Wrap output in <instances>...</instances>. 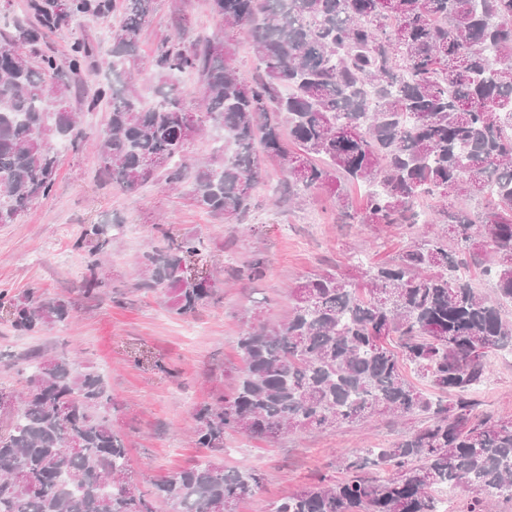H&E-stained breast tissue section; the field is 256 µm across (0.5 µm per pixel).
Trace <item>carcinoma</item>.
Returning a JSON list of instances; mask_svg holds the SVG:
<instances>
[{
    "label": "carcinoma",
    "mask_w": 512,
    "mask_h": 512,
    "mask_svg": "<svg viewBox=\"0 0 512 512\" xmlns=\"http://www.w3.org/2000/svg\"><path fill=\"white\" fill-rule=\"evenodd\" d=\"M151 0H28L34 24L0 48V224H12L54 186L57 145L84 138L67 106L93 46L76 38L60 62L24 52L42 32L116 12V79L84 101L109 107L98 134L101 176L129 192L164 173L187 185L195 205L239 224L262 182V159L280 164L279 192L292 202L332 186L338 219L355 224L417 223L427 197L441 207L434 224L447 235L405 250L366 272L362 287L332 272L291 289L293 306L278 323L248 325L239 338L244 369L234 390L194 415V444L213 450L224 436L267 437L361 423L377 413L429 414L430 424L365 458L346 461L350 476L319 480L282 499L272 512H435L432 491L473 486L484 494L462 512L512 501V420L472 414V392L490 374V356L512 347V321L459 274L457 254L481 258L473 242L493 245L484 274L512 302V0H211L224 27L250 26L259 75L228 63L223 39L186 41V28L146 62L166 88L144 104L118 66L138 49ZM195 72L200 108H190L174 79ZM196 133L221 128L231 152L205 160L188 152L185 114ZM166 160L152 172L147 162ZM374 187L353 209L341 182ZM481 197L484 210L469 202ZM196 239L151 248L139 259L146 290L166 289L179 315L213 295L208 278L189 281ZM85 292L108 287L100 260ZM12 328L30 333L65 322L69 303L0 290ZM399 351L389 347L393 337ZM414 366L455 401H432L403 374ZM11 395L16 413L0 428V512H234L259 476L227 469L205 455L149 488L128 479L123 435L106 416L111 403L100 374L67 353H36Z\"/></svg>",
    "instance_id": "carcinoma-1"
}]
</instances>
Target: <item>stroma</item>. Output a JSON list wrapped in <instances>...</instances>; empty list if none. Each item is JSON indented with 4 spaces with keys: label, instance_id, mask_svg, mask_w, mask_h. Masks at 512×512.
Returning <instances> with one entry per match:
<instances>
[{
    "label": "stroma",
    "instance_id": "stroma-1",
    "mask_svg": "<svg viewBox=\"0 0 512 512\" xmlns=\"http://www.w3.org/2000/svg\"><path fill=\"white\" fill-rule=\"evenodd\" d=\"M150 9L151 22L142 32L137 55L125 64L145 101H155L159 77L141 70L139 61L155 55L183 19L193 33L223 36L234 52V66L243 75L255 73L248 29H225L211 0H152ZM78 37L95 49L92 76L70 98L87 136L79 147L59 146L50 196L15 223L0 224V289L66 299L73 316L32 336L18 334L0 316V391L17 389L16 372L32 351L79 348V364L100 372L108 383V412L125 439L128 477L138 483L146 476L173 475L200 458L189 433L193 415L233 388L243 367L238 339L249 322L282 318L290 288L313 273L331 270L362 281L370 267L393 262L412 242L443 235L446 227L340 224L334 215L335 196L326 188L308 191L297 205H272L283 173L271 161L263 166L264 182L241 224L205 213L187 188L171 189L161 179L128 193L112 189L99 175L97 152L96 133L106 114L84 111L82 105L98 84L112 78L107 66L112 57L110 25L85 18L44 32L39 48L62 60ZM89 224L101 225L107 240L101 255L110 286L108 296L100 299L83 292L92 246L74 248L82 227ZM167 236L199 239L200 251L191 267L216 284L208 303L188 316L172 311L165 290L136 288L133 279L140 255ZM257 257L263 260L261 280L239 278L238 268ZM474 398L477 414L512 419V362L493 358L489 383ZM424 424L420 415H377L363 428L343 425L274 439L234 434L211 457L228 468L255 470L261 477L237 512H271L280 499L317 479H341L343 459L365 456L368 449L390 445Z\"/></svg>",
    "mask_w": 512,
    "mask_h": 512
}]
</instances>
